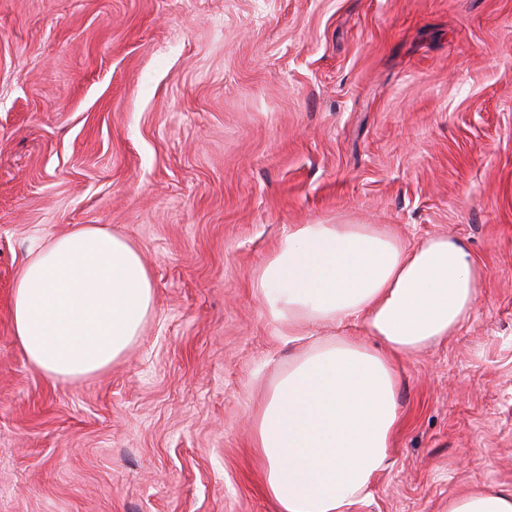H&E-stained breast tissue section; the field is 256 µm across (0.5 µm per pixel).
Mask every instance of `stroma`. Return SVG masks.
<instances>
[{
	"instance_id": "stroma-1",
	"label": "stroma",
	"mask_w": 512,
	"mask_h": 512,
	"mask_svg": "<svg viewBox=\"0 0 512 512\" xmlns=\"http://www.w3.org/2000/svg\"><path fill=\"white\" fill-rule=\"evenodd\" d=\"M464 240L467 321L399 362L385 470L346 512L512 487V0H0V512H274L253 417L301 351L254 281L294 224ZM84 225L156 305L46 379L16 276Z\"/></svg>"
}]
</instances>
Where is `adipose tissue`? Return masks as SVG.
Here are the masks:
<instances>
[{
    "instance_id": "1",
    "label": "adipose tissue",
    "mask_w": 512,
    "mask_h": 512,
    "mask_svg": "<svg viewBox=\"0 0 512 512\" xmlns=\"http://www.w3.org/2000/svg\"><path fill=\"white\" fill-rule=\"evenodd\" d=\"M466 244L418 245L378 224H295L255 286L280 335L361 327L314 341L256 416L254 446L276 512H346L385 468L400 419L393 359L451 336L479 297ZM155 305L150 270L123 236L81 226L43 246L13 287L14 334L54 382L93 376L134 343ZM448 512H512V489L469 488Z\"/></svg>"
}]
</instances>
